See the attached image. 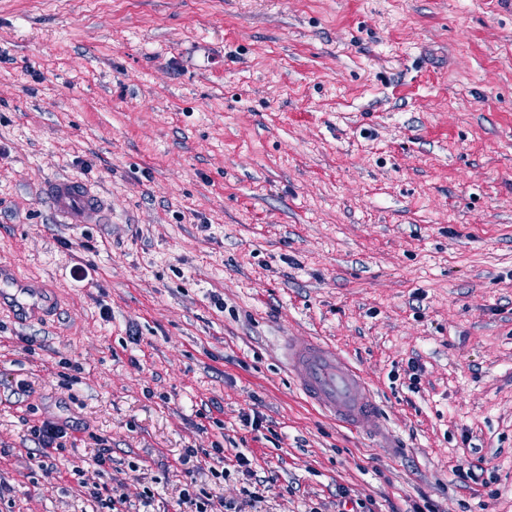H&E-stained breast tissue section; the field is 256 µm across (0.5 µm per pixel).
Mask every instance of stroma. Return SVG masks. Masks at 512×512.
Wrapping results in <instances>:
<instances>
[{
  "label": "stroma",
  "instance_id": "obj_1",
  "mask_svg": "<svg viewBox=\"0 0 512 512\" xmlns=\"http://www.w3.org/2000/svg\"><path fill=\"white\" fill-rule=\"evenodd\" d=\"M63 176L110 222H54ZM0 260L58 298L0 314V512H91L100 437L131 512H512V0H0ZM287 336L351 358L378 435ZM284 357L294 384L313 405L341 425L359 432L373 426L378 404L366 379L327 341L288 337ZM30 432L37 447L41 448V456L44 458L55 459L54 453H59L66 448L68 432L57 422L44 420L40 425L31 426ZM192 483L186 484L180 491V502L191 508L189 512H242L234 503H224V499L215 501L204 491H195Z\"/></svg>",
  "mask_w": 512,
  "mask_h": 512
}]
</instances>
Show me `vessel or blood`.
Wrapping results in <instances>:
<instances>
[{
    "label": "vessel or blood",
    "instance_id": "1",
    "mask_svg": "<svg viewBox=\"0 0 512 512\" xmlns=\"http://www.w3.org/2000/svg\"><path fill=\"white\" fill-rule=\"evenodd\" d=\"M50 213L65 224H105L110 220L106 200L83 179L56 177L39 190ZM53 298L34 294H0V310L33 321L51 316ZM284 357L294 384L313 405L341 425L359 432L372 425L378 404L366 379L349 359L327 341L291 337Z\"/></svg>",
    "mask_w": 512,
    "mask_h": 512
}]
</instances>
